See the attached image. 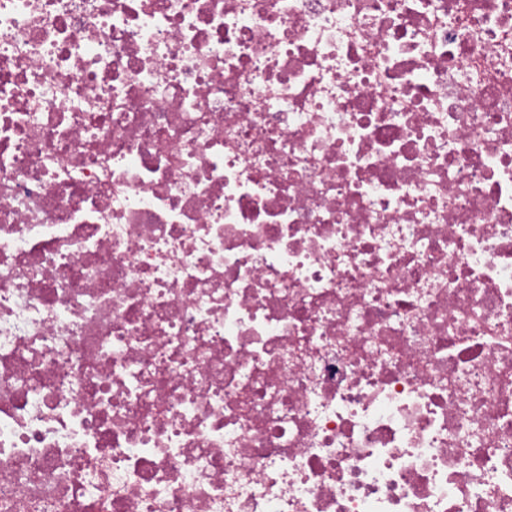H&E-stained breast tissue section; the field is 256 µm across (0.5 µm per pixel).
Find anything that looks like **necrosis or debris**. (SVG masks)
<instances>
[{
  "label": "necrosis or debris",
  "mask_w": 512,
  "mask_h": 512,
  "mask_svg": "<svg viewBox=\"0 0 512 512\" xmlns=\"http://www.w3.org/2000/svg\"><path fill=\"white\" fill-rule=\"evenodd\" d=\"M0 512H512V0H0Z\"/></svg>",
  "instance_id": "4bbe7bcc"
}]
</instances>
